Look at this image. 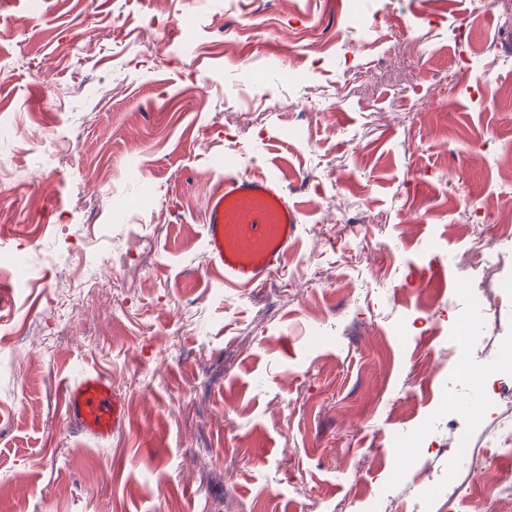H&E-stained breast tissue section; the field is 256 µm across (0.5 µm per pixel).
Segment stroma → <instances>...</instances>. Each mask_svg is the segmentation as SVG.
I'll return each instance as SVG.
<instances>
[{"instance_id":"35a3bbf8","label":"stroma","mask_w":512,"mask_h":512,"mask_svg":"<svg viewBox=\"0 0 512 512\" xmlns=\"http://www.w3.org/2000/svg\"><path fill=\"white\" fill-rule=\"evenodd\" d=\"M505 56L512 0H0V251L47 274L0 264V512H512L482 475L512 397L455 408L449 337L469 251L499 237L512 279ZM228 173L299 211L251 291L206 250ZM92 369L127 416L104 441L67 424Z\"/></svg>"}]
</instances>
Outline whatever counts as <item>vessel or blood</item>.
<instances>
[{
	"label": "vessel or blood",
	"instance_id": "b4317fda",
	"mask_svg": "<svg viewBox=\"0 0 512 512\" xmlns=\"http://www.w3.org/2000/svg\"><path fill=\"white\" fill-rule=\"evenodd\" d=\"M211 265L228 288H259L278 273L295 242L298 213L263 175L228 176L205 201ZM67 417L85 436L106 440L123 431L125 407L100 373H87L65 390Z\"/></svg>",
	"mask_w": 512,
	"mask_h": 512
}]
</instances>
